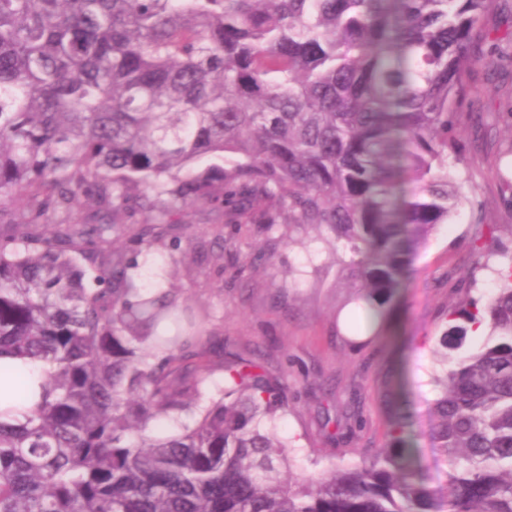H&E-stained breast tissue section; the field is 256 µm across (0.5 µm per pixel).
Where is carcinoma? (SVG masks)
<instances>
[{"mask_svg":"<svg viewBox=\"0 0 512 512\" xmlns=\"http://www.w3.org/2000/svg\"><path fill=\"white\" fill-rule=\"evenodd\" d=\"M496 5L0 0V354L48 366L40 407L0 421V512H512V224H475L499 242L480 255L494 290L436 337L438 481L397 400L375 454L295 479L285 385L240 353L211 364L207 309L138 274L155 253L180 263L183 208L286 213L334 233L366 329L463 203V107L496 65L475 53Z\"/></svg>","mask_w":512,"mask_h":512,"instance_id":"obj_1","label":"carcinoma"}]
</instances>
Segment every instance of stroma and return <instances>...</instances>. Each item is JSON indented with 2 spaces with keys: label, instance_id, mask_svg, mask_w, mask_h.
Listing matches in <instances>:
<instances>
[{
  "label": "stroma",
  "instance_id": "stroma-1",
  "mask_svg": "<svg viewBox=\"0 0 512 512\" xmlns=\"http://www.w3.org/2000/svg\"><path fill=\"white\" fill-rule=\"evenodd\" d=\"M471 98L460 180L469 202L434 233L415 261L413 285L392 302L384 325L371 336L349 334V272L337 263L335 249L314 242L313 231L215 224L189 209L173 216L182 225L183 260L172 266L166 253L156 254L166 268L163 285L179 289L186 306L209 307L203 328L211 338L212 364L242 353L287 385L290 410L279 434L293 443L297 477L353 465L382 447L388 383L399 368L418 446H427L431 349L442 331L440 316L464 301L463 279L475 277L482 292L492 289L471 246L475 219L507 221L501 197L512 179V130L505 118L512 111L511 50L501 48L495 68L475 67ZM219 250L223 262L212 263Z\"/></svg>",
  "mask_w": 512,
  "mask_h": 512
}]
</instances>
